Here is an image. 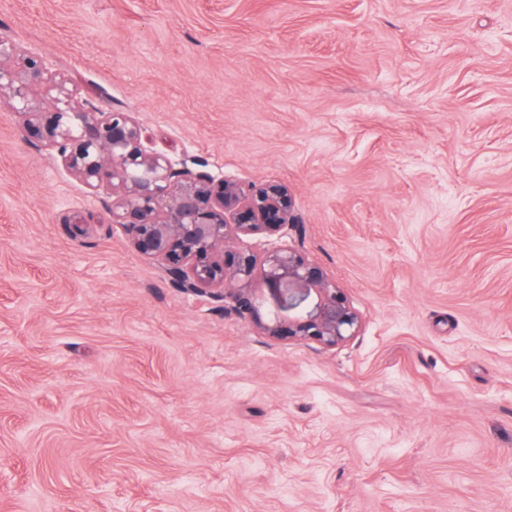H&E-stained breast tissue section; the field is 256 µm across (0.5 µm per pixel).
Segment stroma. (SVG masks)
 <instances>
[{"label":"stroma","mask_w":512,"mask_h":512,"mask_svg":"<svg viewBox=\"0 0 512 512\" xmlns=\"http://www.w3.org/2000/svg\"><path fill=\"white\" fill-rule=\"evenodd\" d=\"M149 145L300 222L359 319L178 288L0 112V512H512V0H0Z\"/></svg>","instance_id":"stroma-1"}]
</instances>
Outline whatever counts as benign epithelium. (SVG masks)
<instances>
[{
	"instance_id": "obj_1",
	"label": "benign epithelium",
	"mask_w": 512,
	"mask_h": 512,
	"mask_svg": "<svg viewBox=\"0 0 512 512\" xmlns=\"http://www.w3.org/2000/svg\"><path fill=\"white\" fill-rule=\"evenodd\" d=\"M2 110L21 118L28 140L52 150L85 185L112 187V223L183 291L210 294L273 340L334 349L356 336L358 317L322 266L291 247L260 260L233 247L242 236L298 223L285 183L245 185L173 161L148 146L132 113L100 110L0 34ZM259 271L261 290L253 287Z\"/></svg>"
}]
</instances>
